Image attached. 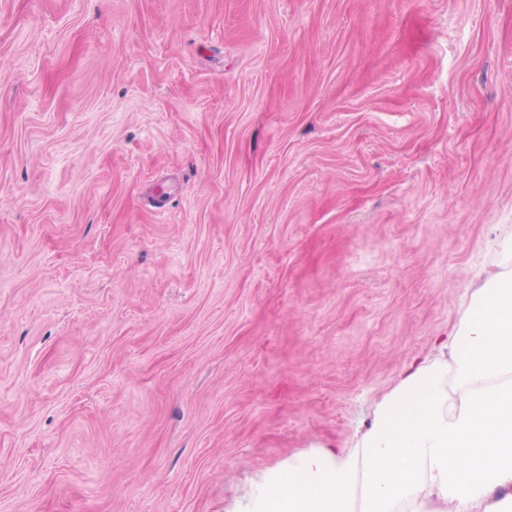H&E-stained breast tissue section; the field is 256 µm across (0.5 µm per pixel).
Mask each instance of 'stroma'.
<instances>
[{"label": "stroma", "mask_w": 512, "mask_h": 512, "mask_svg": "<svg viewBox=\"0 0 512 512\" xmlns=\"http://www.w3.org/2000/svg\"><path fill=\"white\" fill-rule=\"evenodd\" d=\"M512 277V0H0V512H255Z\"/></svg>", "instance_id": "stroma-1"}]
</instances>
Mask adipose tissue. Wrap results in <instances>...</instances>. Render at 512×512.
<instances>
[{"label": "adipose tissue", "mask_w": 512, "mask_h": 512, "mask_svg": "<svg viewBox=\"0 0 512 512\" xmlns=\"http://www.w3.org/2000/svg\"><path fill=\"white\" fill-rule=\"evenodd\" d=\"M447 348L400 383L362 447L307 455L259 512H512L511 278H491Z\"/></svg>", "instance_id": "adipose-tissue-1"}]
</instances>
